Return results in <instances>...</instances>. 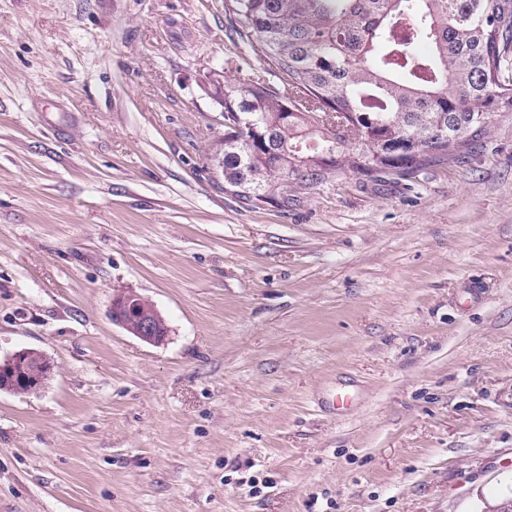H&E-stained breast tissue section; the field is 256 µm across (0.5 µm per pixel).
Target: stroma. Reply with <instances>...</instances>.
<instances>
[{"instance_id":"35a3bbf8","label":"stroma","mask_w":512,"mask_h":512,"mask_svg":"<svg viewBox=\"0 0 512 512\" xmlns=\"http://www.w3.org/2000/svg\"><path fill=\"white\" fill-rule=\"evenodd\" d=\"M224 0H0V512H496L512 112L411 175L225 194ZM120 291L168 337L113 324ZM355 396L345 411L332 397ZM36 359V365L33 370H30L33 373L28 377L29 381L26 379H22L21 383H18L16 379H14L11 383L4 380V377H1V374H6L8 376L14 375L17 368L18 370L22 369L23 372L25 366H27L31 359ZM54 369V364L51 360L44 355L43 353L32 350V349H24L13 353L12 355L0 360V392H10L16 394H30L39 391L46 379H48Z\"/></svg>"}]
</instances>
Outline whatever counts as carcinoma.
I'll return each instance as SVG.
<instances>
[{
    "instance_id": "1",
    "label": "carcinoma",
    "mask_w": 512,
    "mask_h": 512,
    "mask_svg": "<svg viewBox=\"0 0 512 512\" xmlns=\"http://www.w3.org/2000/svg\"><path fill=\"white\" fill-rule=\"evenodd\" d=\"M225 11L276 83L216 70L213 100L297 155L224 128V192L255 209L258 191L286 210L340 173L459 155L512 112V0H225ZM329 147L325 171L315 157Z\"/></svg>"
}]
</instances>
